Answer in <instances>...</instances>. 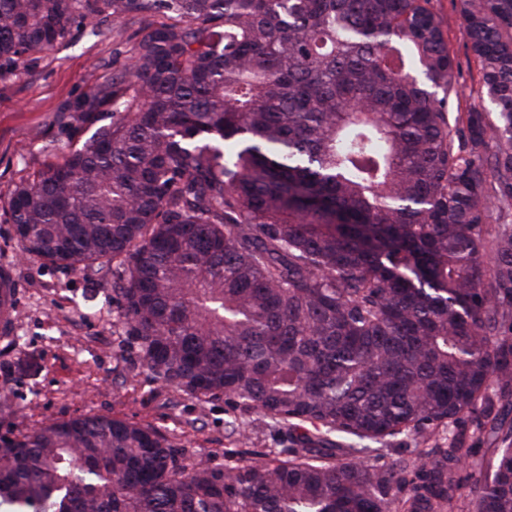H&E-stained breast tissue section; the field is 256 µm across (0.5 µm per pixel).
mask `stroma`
Instances as JSON below:
<instances>
[{"label": "stroma", "mask_w": 512, "mask_h": 512, "mask_svg": "<svg viewBox=\"0 0 512 512\" xmlns=\"http://www.w3.org/2000/svg\"><path fill=\"white\" fill-rule=\"evenodd\" d=\"M448 46L460 63L462 104L481 105L473 90L477 64L455 0H436ZM132 29L121 22L75 25L53 51L0 78V207L29 173L56 161V115L87 91L89 76L110 79L129 63ZM10 224L0 220V264L10 267L20 345L0 337V435L84 414L117 416L172 432L194 456L213 464L236 445L267 451L276 437L252 416L242 443L226 437L232 411L200 404L150 382L107 306L112 279L90 271L63 273L33 258L18 259Z\"/></svg>", "instance_id": "obj_1"}]
</instances>
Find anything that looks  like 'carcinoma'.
Returning <instances> with one entry per match:
<instances>
[{
    "mask_svg": "<svg viewBox=\"0 0 512 512\" xmlns=\"http://www.w3.org/2000/svg\"><path fill=\"white\" fill-rule=\"evenodd\" d=\"M458 12L489 110L461 106L434 0H0V76L137 25L12 191L18 251L112 275L151 381L282 444L215 466L52 420L0 436V512H455L484 435L471 512H512V0ZM14 312L0 267L1 335Z\"/></svg>",
    "mask_w": 512,
    "mask_h": 512,
    "instance_id": "obj_1",
    "label": "carcinoma"
}]
</instances>
